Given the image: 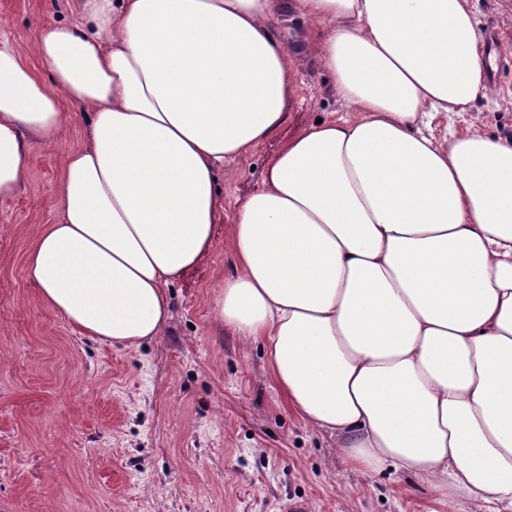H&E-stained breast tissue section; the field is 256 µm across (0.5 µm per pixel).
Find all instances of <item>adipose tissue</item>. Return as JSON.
I'll use <instances>...</instances> for the list:
<instances>
[{
  "label": "adipose tissue",
  "mask_w": 512,
  "mask_h": 512,
  "mask_svg": "<svg viewBox=\"0 0 512 512\" xmlns=\"http://www.w3.org/2000/svg\"><path fill=\"white\" fill-rule=\"evenodd\" d=\"M41 27L38 77L0 45V199L68 136L59 217L26 272L80 335L133 349L214 239L217 180L287 117L290 12L346 114L272 157L230 228L218 326L351 465L512 512V140L423 132L488 90L470 0H79Z\"/></svg>",
  "instance_id": "adipose-tissue-1"
}]
</instances>
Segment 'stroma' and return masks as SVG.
Here are the masks:
<instances>
[{
	"label": "stroma",
	"mask_w": 512,
	"mask_h": 512,
	"mask_svg": "<svg viewBox=\"0 0 512 512\" xmlns=\"http://www.w3.org/2000/svg\"><path fill=\"white\" fill-rule=\"evenodd\" d=\"M479 33L502 30L490 91L462 114H437L435 135L512 139V0H472ZM72 18L66 0H0V43L34 71L37 30ZM278 32L297 60L281 128L220 181L212 246L174 281L160 336L127 349L81 336L26 276L37 229L55 223L63 149L83 144L74 116L63 144L36 142L23 189L0 200V512H468L405 472L345 463L335 438L307 428L272 385L259 343L217 327L213 290L232 271L237 207L297 133L341 111L306 22Z\"/></svg>",
	"instance_id": "35a3bbf8"
}]
</instances>
